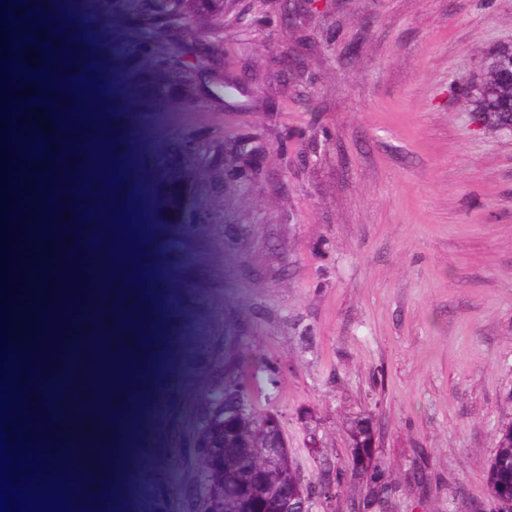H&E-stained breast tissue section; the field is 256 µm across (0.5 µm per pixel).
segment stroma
<instances>
[{
	"label": "stroma",
	"instance_id": "obj_1",
	"mask_svg": "<svg viewBox=\"0 0 512 512\" xmlns=\"http://www.w3.org/2000/svg\"><path fill=\"white\" fill-rule=\"evenodd\" d=\"M78 8L120 50L113 98L137 158L122 195L152 178L157 210L133 223L174 273L170 370L142 375L135 447L167 466L86 465L76 503L116 478L141 512H202L233 364L305 480L347 467L349 425L371 414L395 492L370 504L352 478L327 512H482L512 422V135L462 94L512 42V0H225L200 31L224 79L183 84L181 31L160 38L116 0Z\"/></svg>",
	"mask_w": 512,
	"mask_h": 512
}]
</instances>
